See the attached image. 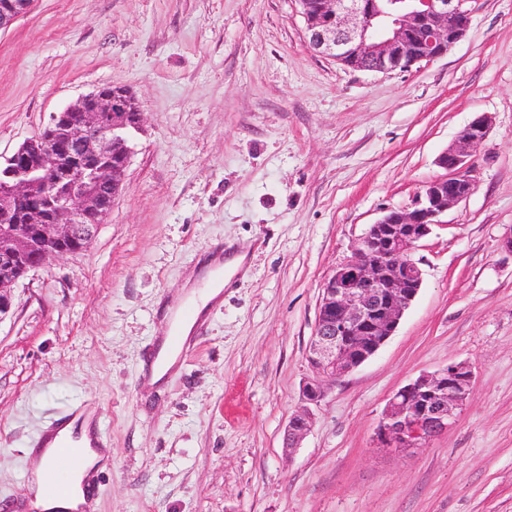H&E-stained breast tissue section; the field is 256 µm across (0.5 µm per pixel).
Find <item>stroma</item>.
<instances>
[{"mask_svg": "<svg viewBox=\"0 0 512 512\" xmlns=\"http://www.w3.org/2000/svg\"><path fill=\"white\" fill-rule=\"evenodd\" d=\"M448 53L355 71L309 50L296 0H34L0 32V155L102 87L143 125L85 251L31 271L0 318V512L55 414L92 405L112 450L95 512H512V0H472ZM475 187L416 252L421 289L385 344L316 403L324 279L369 224L442 176L478 115ZM245 254L161 390L140 366L209 258ZM473 365L455 424L381 447L389 399ZM311 428L285 450L291 417Z\"/></svg>", "mask_w": 512, "mask_h": 512, "instance_id": "stroma-1", "label": "stroma"}]
</instances>
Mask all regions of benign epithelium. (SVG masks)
Here are the masks:
<instances>
[{
    "label": "benign epithelium",
    "mask_w": 512,
    "mask_h": 512,
    "mask_svg": "<svg viewBox=\"0 0 512 512\" xmlns=\"http://www.w3.org/2000/svg\"><path fill=\"white\" fill-rule=\"evenodd\" d=\"M305 39L316 54L351 68L392 72L445 55L470 25V0H297ZM32 0H0V31ZM143 113L125 88H102L52 116L39 135L0 161V315L13 288L52 257L86 248L112 208L132 154ZM491 127L476 117L442 153L441 177L413 203L391 209L369 226L352 256L325 279L308 347L314 378L303 397L318 402L328 386L359 367L394 333L417 296L423 272L415 252L448 209L465 200L475 181L470 148ZM41 150L30 152L31 143ZM472 365L450 363L422 374L390 399L377 439L387 448H419L448 431L462 409ZM309 413L292 416L284 447H297Z\"/></svg>",
    "instance_id": "obj_1"
}]
</instances>
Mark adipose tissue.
<instances>
[{
    "instance_id": "1",
    "label": "adipose tissue",
    "mask_w": 512,
    "mask_h": 512,
    "mask_svg": "<svg viewBox=\"0 0 512 512\" xmlns=\"http://www.w3.org/2000/svg\"><path fill=\"white\" fill-rule=\"evenodd\" d=\"M243 262L244 258L240 255L224 263L217 259L210 261L202 276L203 288L191 292L185 297L183 304L168 308L166 317L170 335L158 342L155 358L149 369L143 373L147 386L157 387L165 383L169 373L178 364V353L170 342L171 336H178L183 342L190 339L197 317L206 314L211 304L219 300L224 287L225 271L237 270ZM186 304L192 306L193 318H182V307ZM93 433L92 418L86 415L81 421L71 420L60 424L46 433L39 447L28 449L31 470L26 486L25 505L30 512H84L88 506L86 485L97 471L105 468L110 457L109 449L93 447ZM64 440L77 445L76 462L71 463L57 456L56 448ZM51 467L66 470L69 482L66 496L57 497L47 491L44 474Z\"/></svg>"
}]
</instances>
